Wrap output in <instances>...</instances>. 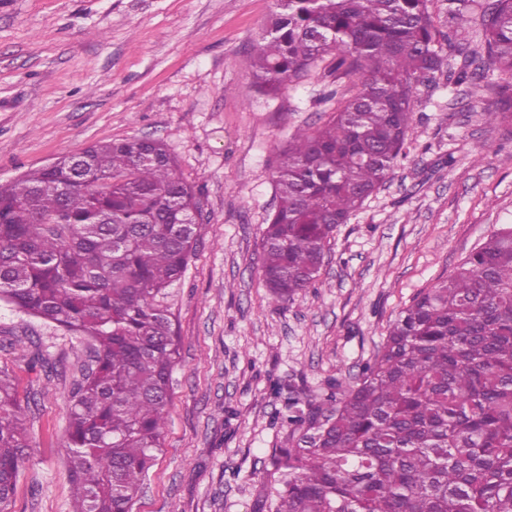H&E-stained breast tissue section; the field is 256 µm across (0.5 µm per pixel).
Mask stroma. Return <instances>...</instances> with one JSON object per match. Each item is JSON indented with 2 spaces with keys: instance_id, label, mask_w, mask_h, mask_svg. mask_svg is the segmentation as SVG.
I'll use <instances>...</instances> for the list:
<instances>
[{
  "instance_id": "obj_1",
  "label": "stroma",
  "mask_w": 512,
  "mask_h": 512,
  "mask_svg": "<svg viewBox=\"0 0 512 512\" xmlns=\"http://www.w3.org/2000/svg\"><path fill=\"white\" fill-rule=\"evenodd\" d=\"M274 10V0H0V186L145 136L166 144L200 201L195 254L158 297L180 361L133 512H253L286 432L274 387L317 397L352 382L401 308L512 224V119L487 121L495 90L455 84L465 59L450 53L417 91L406 159L339 225L316 285L270 305L261 239L279 154L331 113L326 94L358 89L323 63L279 94L259 90L253 64ZM92 360L87 337L0 304V368L30 445L13 512H70L68 396Z\"/></svg>"
}]
</instances>
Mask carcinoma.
Returning a JSON list of instances; mask_svg holds the SVG:
<instances>
[{
	"label": "carcinoma",
	"mask_w": 512,
	"mask_h": 512,
	"mask_svg": "<svg viewBox=\"0 0 512 512\" xmlns=\"http://www.w3.org/2000/svg\"><path fill=\"white\" fill-rule=\"evenodd\" d=\"M431 0H277L253 79L277 93L330 60L360 90L297 129L274 172L262 273L280 306L318 279L333 233L406 157L418 86L446 61ZM455 27L466 0H448ZM484 49L512 112V0H488ZM496 111V112H498ZM496 112L486 113L487 119ZM0 187V302L97 343L68 400L72 512H132L162 447L179 340L156 298L185 274L199 206L155 139L83 150ZM254 512H512V224L389 325L356 380L283 393ZM28 435L0 368V512H13Z\"/></svg>",
	"instance_id": "obj_1"
}]
</instances>
